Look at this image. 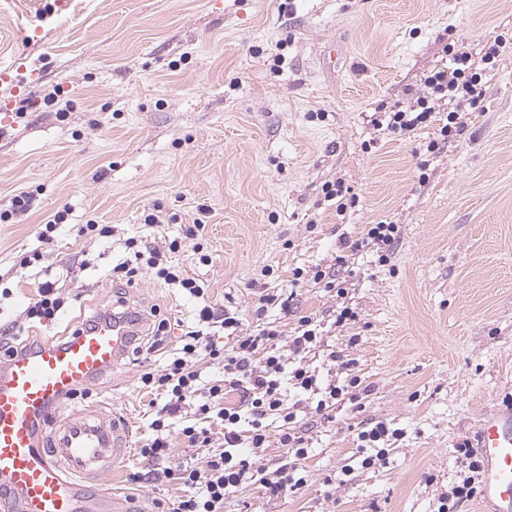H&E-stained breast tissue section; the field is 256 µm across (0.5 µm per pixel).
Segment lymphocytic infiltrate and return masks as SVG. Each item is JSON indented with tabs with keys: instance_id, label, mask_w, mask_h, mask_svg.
Masks as SVG:
<instances>
[{
	"instance_id": "lymphocytic-infiltrate-1",
	"label": "lymphocytic infiltrate",
	"mask_w": 512,
	"mask_h": 512,
	"mask_svg": "<svg viewBox=\"0 0 512 512\" xmlns=\"http://www.w3.org/2000/svg\"><path fill=\"white\" fill-rule=\"evenodd\" d=\"M445 53L446 69L434 72L425 80L428 94L417 97L412 109L397 105L389 108L386 125L389 133L403 136L430 122L436 101L444 98L470 107L481 103L484 98L481 73L475 71L466 54L450 47ZM204 228L203 221H196L185 237L193 240L192 250L203 264L210 260L197 242ZM185 239L169 241L164 252L141 247L132 237L124 239L129 257L113 267L112 274L131 282L138 274L148 272L199 302L195 326L183 334L162 373L147 372L141 377L143 386L157 392L164 404L151 423L153 435L142 446L140 455L148 464L162 466L166 477L188 488V495L173 512H224L225 500L245 485L260 484L266 493L276 497L284 490L300 489L307 482L302 462L308 454V445L297 431L298 408L288 403L284 384H291L306 395L315 413L325 416L339 402L358 404L361 380L350 374V364L343 355L332 351L327 359L346 371V382L340 386L321 383L307 362L308 354L321 343L312 317H299L293 335L287 337L274 325L266 326L254 336L239 335V316L226 310L216 311L208 302L204 284L167 260V253L183 249ZM217 328L234 332L231 348L219 347L214 342L213 331ZM283 339L289 347L285 354L277 347ZM204 362L221 364L223 378L204 381L200 368ZM234 391L241 393L242 401L231 407L224 399ZM186 414L193 415L195 421L183 426L181 433L192 446L208 449L205 466L168 464L170 422ZM215 421L224 425V439L218 445L208 429L209 423ZM273 435L288 448L292 459L268 470L259 467L257 461ZM403 436V429L390 427L383 421L359 431L357 449L362 467L386 462L392 442ZM456 451L464 476L452 486L450 493L442 495L439 512H453L456 503L479 492L481 461L476 459L469 441L459 442Z\"/></svg>"
}]
</instances>
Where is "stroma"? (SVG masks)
I'll return each instance as SVG.
<instances>
[{
    "label": "stroma",
    "mask_w": 512,
    "mask_h": 512,
    "mask_svg": "<svg viewBox=\"0 0 512 512\" xmlns=\"http://www.w3.org/2000/svg\"><path fill=\"white\" fill-rule=\"evenodd\" d=\"M67 2L0 0V61L28 79L0 126V213L20 192L35 196L0 220V289L12 291L0 335L15 325L66 335L120 298L166 322L163 346L129 352L74 402L115 411L130 432L96 494L171 512L186 493L139 454L156 417L141 377L164 368L196 303L149 274L127 285L112 268L127 257L123 239L164 248L204 206L211 263L181 251L171 264L203 281L212 305L239 312L244 333L271 322L289 335L312 316L367 388L361 408L299 413L304 487L272 498L250 484L224 512H437L460 477L457 444L512 395V49L485 76L479 108L441 102L406 137L376 120L425 93L446 44L476 63L511 34L512 0ZM52 91L65 112L44 104ZM450 112L461 134L425 155ZM337 181L358 199L342 216L322 193ZM64 209L67 223L39 242L37 224ZM147 211L159 226H144ZM380 222L400 227L387 263L346 249ZM87 223L103 234L80 235ZM318 267L343 296L294 281L295 269ZM47 280L68 300L50 326L27 317ZM264 292L278 303L261 308ZM345 307L358 318L337 324ZM378 421L405 435L367 470L356 438ZM347 466L344 482L327 483Z\"/></svg>",
    "instance_id": "obj_1"
}]
</instances>
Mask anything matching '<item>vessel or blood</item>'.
I'll return each mask as SVG.
<instances>
[{
	"instance_id": "vessel-or-blood-1",
	"label": "vessel or blood",
	"mask_w": 512,
	"mask_h": 512,
	"mask_svg": "<svg viewBox=\"0 0 512 512\" xmlns=\"http://www.w3.org/2000/svg\"><path fill=\"white\" fill-rule=\"evenodd\" d=\"M145 323L132 310L105 313L63 344L48 340L0 363L1 501L18 512H130L117 497L96 507L92 494L126 451L120 418L68 411L67 400L113 368ZM476 449L481 512H512V408L482 413Z\"/></svg>"
}]
</instances>
